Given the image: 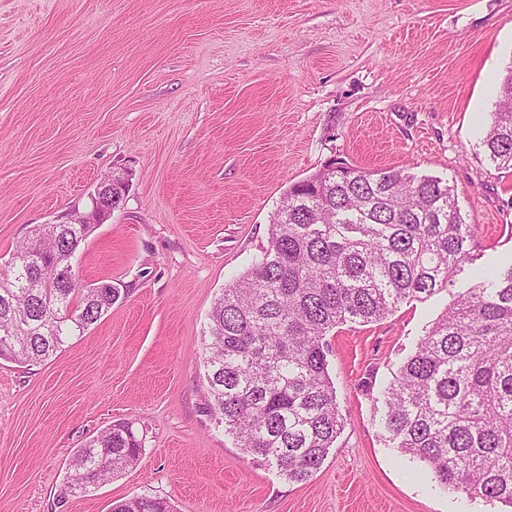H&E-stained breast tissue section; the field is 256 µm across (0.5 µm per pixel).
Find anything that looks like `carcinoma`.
Returning <instances> with one entry per match:
<instances>
[{"label":"carcinoma","instance_id":"carcinoma-1","mask_svg":"<svg viewBox=\"0 0 512 512\" xmlns=\"http://www.w3.org/2000/svg\"><path fill=\"white\" fill-rule=\"evenodd\" d=\"M483 145L512 169V67ZM90 224H38L0 272V359L41 363L122 297L83 286L74 267ZM474 232L455 187L401 170L322 169L288 188L269 245L214 301L203 336L206 406L244 453L290 482L308 480L344 427L327 336L448 290L474 264ZM387 446L426 463L446 489L512 507V263L485 270L429 325L375 400ZM141 440L121 422L70 460L85 493L137 464ZM111 512H172L134 496Z\"/></svg>","mask_w":512,"mask_h":512}]
</instances>
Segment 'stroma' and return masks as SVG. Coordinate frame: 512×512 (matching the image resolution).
Wrapping results in <instances>:
<instances>
[{
    "mask_svg": "<svg viewBox=\"0 0 512 512\" xmlns=\"http://www.w3.org/2000/svg\"><path fill=\"white\" fill-rule=\"evenodd\" d=\"M512 66V0H0V267L38 224L125 201L81 248L125 297L44 363L0 360V512H502L398 456L373 400L450 300L331 332L344 427L291 483L205 406L214 299L269 245L284 192L332 159L454 186L480 262L512 256V170L482 139ZM119 421L137 465L67 492L72 454ZM111 512H172V509L166 499L134 496L115 502Z\"/></svg>",
    "mask_w": 512,
    "mask_h": 512,
    "instance_id": "stroma-1",
    "label": "stroma"
}]
</instances>
